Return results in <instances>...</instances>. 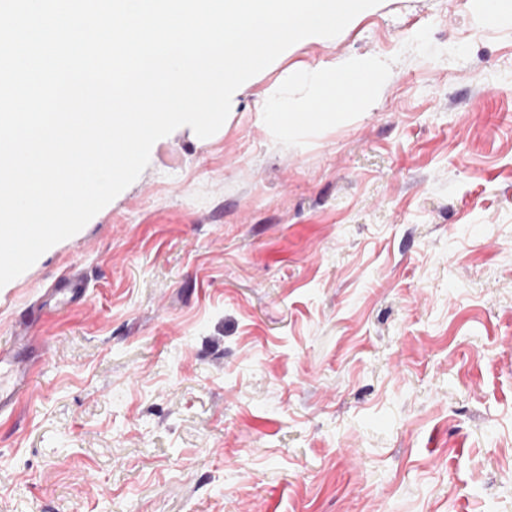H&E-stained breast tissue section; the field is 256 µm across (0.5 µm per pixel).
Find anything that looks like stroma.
<instances>
[{"label": "stroma", "mask_w": 512, "mask_h": 512, "mask_svg": "<svg viewBox=\"0 0 512 512\" xmlns=\"http://www.w3.org/2000/svg\"><path fill=\"white\" fill-rule=\"evenodd\" d=\"M347 61L354 119L269 121ZM10 349L0 512H512V21L381 0L288 48L0 287ZM351 66L347 64L333 63L327 68L315 72L307 73L304 77V82L307 87L313 90V96L308 99L309 103L315 102L320 95L326 90L333 75L340 69H350ZM86 288L85 277L79 270H73L56 285V288H52V293L57 296L59 302L64 305L72 303L82 304L86 300ZM8 361L9 368L2 370ZM33 370V364L29 360L21 359L9 352H0V412L12 410L18 401L22 387L26 385Z\"/></svg>", "instance_id": "stroma-1"}]
</instances>
